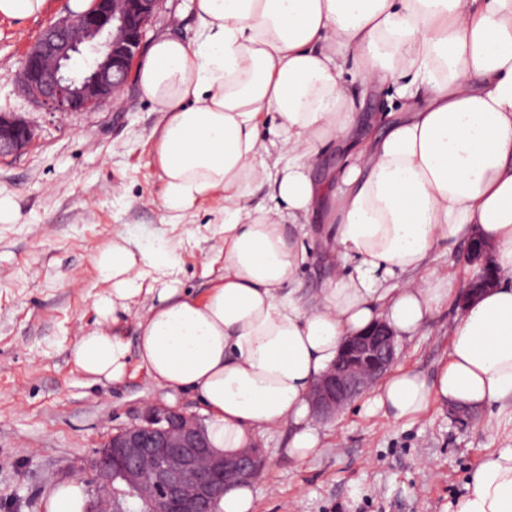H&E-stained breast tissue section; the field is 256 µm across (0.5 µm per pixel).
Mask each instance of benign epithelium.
Wrapping results in <instances>:
<instances>
[{"label":"benign epithelium","instance_id":"7a95c632","mask_svg":"<svg viewBox=\"0 0 512 512\" xmlns=\"http://www.w3.org/2000/svg\"><path fill=\"white\" fill-rule=\"evenodd\" d=\"M161 0H93L48 25L31 44L22 70L24 92L61 115L87 112L117 95ZM31 125L0 113V156L24 148ZM482 272L461 301L492 281L488 248L470 245ZM397 359L395 335L383 322L346 338L336 362L312 387L310 401L323 419L367 391ZM257 448L224 455L211 448L206 426L180 410L153 408L139 424L112 435L96 451L84 512H214L227 488L252 480L261 467Z\"/></svg>","mask_w":512,"mask_h":512}]
</instances>
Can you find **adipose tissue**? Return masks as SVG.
<instances>
[{
  "instance_id": "1",
  "label": "adipose tissue",
  "mask_w": 512,
  "mask_h": 512,
  "mask_svg": "<svg viewBox=\"0 0 512 512\" xmlns=\"http://www.w3.org/2000/svg\"><path fill=\"white\" fill-rule=\"evenodd\" d=\"M192 3L201 41L157 39L136 80L161 114L153 163L170 224L224 199V273L194 296L171 239L117 236L93 258L111 289L75 363L117 382L137 353L158 385L198 394L216 451L288 423V454L303 459L320 446L308 394L342 341L379 320L419 333L460 298L432 253L478 237L500 277L455 318L447 361L430 380L397 368L363 408L404 422L436 402L512 398V0ZM355 82L399 85L384 134L359 138ZM331 143L344 160L323 181L313 171ZM263 187L268 202L252 203ZM316 218L334 269L310 293L300 273ZM141 298L132 349L109 326ZM457 512H512V448L477 468Z\"/></svg>"
}]
</instances>
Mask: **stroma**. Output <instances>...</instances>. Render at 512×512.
<instances>
[{
	"label": "stroma",
	"mask_w": 512,
	"mask_h": 512,
	"mask_svg": "<svg viewBox=\"0 0 512 512\" xmlns=\"http://www.w3.org/2000/svg\"><path fill=\"white\" fill-rule=\"evenodd\" d=\"M71 0H48L36 18H0V109L29 122L31 144L0 158V512H45L43 495L83 471L109 435L140 422L150 405L201 415L191 391L158 386L131 359L118 382L91 383L70 355L97 325L95 302L108 286L93 255L126 232L179 242L184 288L203 296L224 272V241L213 220L224 205L203 202L186 224L170 225L158 204L152 131L160 114L135 80L106 105L49 113L23 91L24 55ZM196 43L190 0H163L148 40ZM363 137L382 134L400 104L388 89L357 90ZM457 307L434 312L422 332L398 342V363L434 377L448 357ZM361 399L321 421V447L289 457L293 429L258 439L263 468L251 480L254 512H455L473 471L512 448V398L455 415L433 404L417 420L366 415Z\"/></svg>",
	"instance_id": "35a3bbf8"
}]
</instances>
